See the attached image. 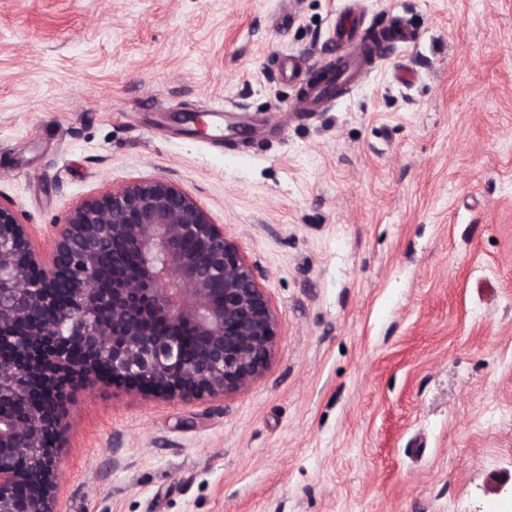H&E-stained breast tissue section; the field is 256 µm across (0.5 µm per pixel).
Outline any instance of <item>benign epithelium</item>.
<instances>
[{
  "mask_svg": "<svg viewBox=\"0 0 512 512\" xmlns=\"http://www.w3.org/2000/svg\"><path fill=\"white\" fill-rule=\"evenodd\" d=\"M124 252L140 258L132 276L115 274ZM277 337L224 225L167 178L86 199L53 225L46 254L0 202V512H57V448L76 385L216 398L260 378Z\"/></svg>",
  "mask_w": 512,
  "mask_h": 512,
  "instance_id": "1",
  "label": "benign epithelium"
}]
</instances>
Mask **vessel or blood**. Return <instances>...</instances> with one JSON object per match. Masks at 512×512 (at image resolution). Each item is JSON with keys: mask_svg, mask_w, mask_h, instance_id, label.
<instances>
[{"mask_svg": "<svg viewBox=\"0 0 512 512\" xmlns=\"http://www.w3.org/2000/svg\"><path fill=\"white\" fill-rule=\"evenodd\" d=\"M332 40L336 45V84H318L309 88L299 100L303 112H323L336 98V87H352L361 82L376 63L387 60L392 42L414 45L417 35L404 25H395L386 40L376 39L371 29L358 21L355 8H348L337 18Z\"/></svg>", "mask_w": 512, "mask_h": 512, "instance_id": "b4317fda", "label": "vessel or blood"}]
</instances>
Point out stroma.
<instances>
[{
  "label": "stroma",
  "mask_w": 512,
  "mask_h": 512,
  "mask_svg": "<svg viewBox=\"0 0 512 512\" xmlns=\"http://www.w3.org/2000/svg\"><path fill=\"white\" fill-rule=\"evenodd\" d=\"M345 5L0 0V200L38 248L165 177L279 323L221 398L74 389L58 512H512V0H362L416 45L297 114L277 62L331 68Z\"/></svg>",
  "instance_id": "1"
}]
</instances>
